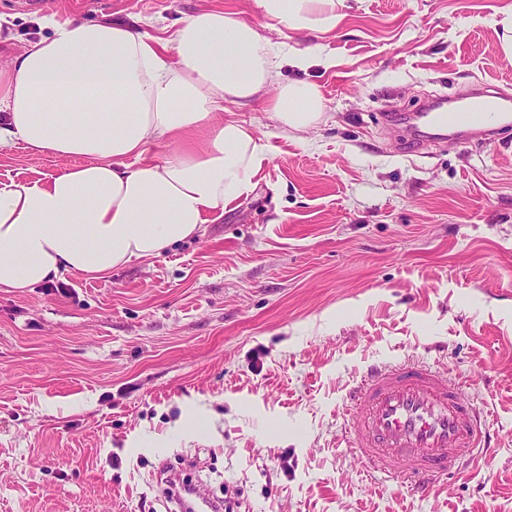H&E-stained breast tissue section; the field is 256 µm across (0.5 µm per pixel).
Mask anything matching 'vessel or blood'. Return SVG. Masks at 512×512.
<instances>
[{"mask_svg":"<svg viewBox=\"0 0 512 512\" xmlns=\"http://www.w3.org/2000/svg\"><path fill=\"white\" fill-rule=\"evenodd\" d=\"M501 97L500 88L485 84L466 105L422 107L415 118L425 130L414 135V142L449 135L462 143L492 140L496 125L508 117ZM347 402L355 415L354 444L363 470L403 480L423 496L449 468L489 447L495 435L488 413L460 384L419 360L367 365Z\"/></svg>","mask_w":512,"mask_h":512,"instance_id":"vessel-or-blood-1","label":"vessel or blood"}]
</instances>
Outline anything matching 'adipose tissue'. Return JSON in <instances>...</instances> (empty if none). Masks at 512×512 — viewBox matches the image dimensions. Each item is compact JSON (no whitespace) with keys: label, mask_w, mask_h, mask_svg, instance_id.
<instances>
[{"label":"adipose tissue","mask_w":512,"mask_h":512,"mask_svg":"<svg viewBox=\"0 0 512 512\" xmlns=\"http://www.w3.org/2000/svg\"><path fill=\"white\" fill-rule=\"evenodd\" d=\"M293 30L332 31L347 0H257ZM330 67L323 45L278 54L237 14L208 9L166 42L118 22L55 23L0 66V150L21 144L81 163L45 182H0V289L60 274L97 276L200 235L249 196L268 148L244 124L216 121L225 103L265 99L283 132L321 117L320 87L282 66ZM208 130L200 147L156 161L150 144Z\"/></svg>","instance_id":"adipose-tissue-1"}]
</instances>
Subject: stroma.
Instances as JSON below:
<instances>
[{"label": "stroma", "mask_w": 512, "mask_h": 512, "mask_svg": "<svg viewBox=\"0 0 512 512\" xmlns=\"http://www.w3.org/2000/svg\"><path fill=\"white\" fill-rule=\"evenodd\" d=\"M0 0V64L43 19L120 20L166 39L236 13L277 46L325 45L307 133L265 103L225 104L267 144L249 197L198 238L104 276L0 291V512H175L183 476L230 512H512V124L493 144L405 152L382 112L474 83L512 95V0H349L335 30L292 31L256 0ZM67 160L0 150V182ZM408 356L462 377L489 410L491 457L424 498L367 480L345 394Z\"/></svg>", "instance_id": "obj_1"}]
</instances>
